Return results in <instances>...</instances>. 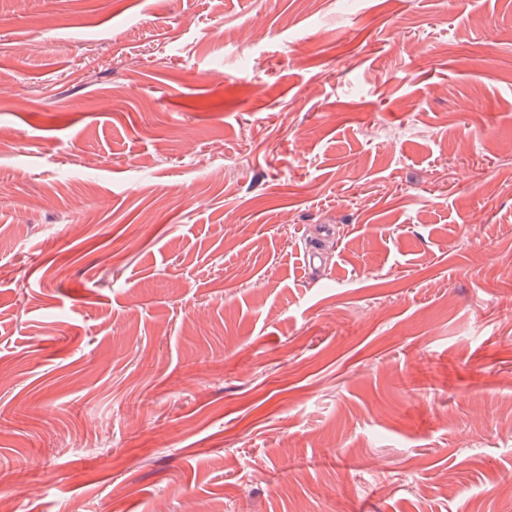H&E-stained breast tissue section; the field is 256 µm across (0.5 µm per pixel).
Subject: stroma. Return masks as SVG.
I'll return each mask as SVG.
<instances>
[{
	"mask_svg": "<svg viewBox=\"0 0 512 512\" xmlns=\"http://www.w3.org/2000/svg\"><path fill=\"white\" fill-rule=\"evenodd\" d=\"M512 0H0L12 512H512Z\"/></svg>",
	"mask_w": 512,
	"mask_h": 512,
	"instance_id": "1",
	"label": "stroma"
}]
</instances>
